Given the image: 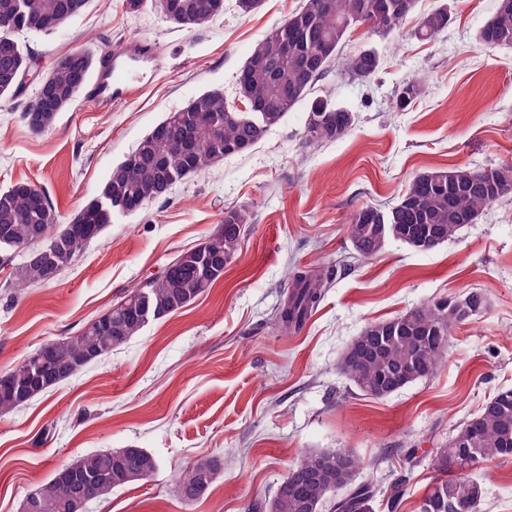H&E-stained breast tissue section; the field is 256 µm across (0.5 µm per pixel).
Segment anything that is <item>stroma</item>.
Wrapping results in <instances>:
<instances>
[{
  "label": "stroma",
  "instance_id": "1",
  "mask_svg": "<svg viewBox=\"0 0 512 512\" xmlns=\"http://www.w3.org/2000/svg\"><path fill=\"white\" fill-rule=\"evenodd\" d=\"M300 5L261 0L243 15L236 0H224L222 14L190 31L150 9L128 13L125 0H90L58 32L21 35L43 70L77 49L139 41L153 48L157 67L142 76L136 98L95 109L78 97L40 134L21 118L38 87L28 79L22 97L0 102V190L18 182L44 189L59 224H67L167 113L211 90L234 98L254 44ZM442 5L451 16L447 30L416 39L419 17ZM495 7L496 0H417L397 32L353 29L344 53L376 49L380 69L365 79L335 65L313 90L353 113L345 136L308 142V105L299 103L250 152L114 215L48 284L15 288L10 271L24 254L0 250L1 371L110 311L206 241L225 211L247 206L256 214L208 292L0 415V512H18L28 490L77 456L130 445L156 456V475L100 497L88 512H246L271 497L290 464L321 449L362 459V478L380 490L377 512H418L435 475L434 448L512 387V196L426 252L391 241L364 258L347 227L362 205L396 204L413 174L512 165V48L479 39ZM415 79L423 94L396 108L398 88ZM295 270L321 274L324 296L300 331L284 333L276 321ZM475 290L485 295L484 308L453 330L431 377L376 400L338 371L343 349L368 324ZM201 455L218 457L222 474L186 505L173 485ZM478 475L486 491L481 512H512V458L482 465ZM396 488L403 491L396 508L384 506Z\"/></svg>",
  "mask_w": 512,
  "mask_h": 512
}]
</instances>
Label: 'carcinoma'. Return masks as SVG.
<instances>
[{
  "label": "carcinoma",
  "instance_id": "obj_1",
  "mask_svg": "<svg viewBox=\"0 0 512 512\" xmlns=\"http://www.w3.org/2000/svg\"><path fill=\"white\" fill-rule=\"evenodd\" d=\"M90 0H0V101L19 96V77L35 64L17 35L47 34L79 15ZM131 14L151 8L186 29L205 26L224 11V0H174L176 11L164 12L159 0H125ZM416 0H305L253 48L236 78L239 110L221 90L208 91L168 114L152 128L122 162L112 168L99 197L129 203L134 210L162 198L172 186L203 172L218 161L251 151L302 102L317 81L339 60L341 67L362 78L373 76L380 57L373 49L339 56L349 31L366 26L386 36L406 23ZM451 16L441 6L417 22L414 36L432 39L448 28ZM479 39L493 47H512V0H498ZM96 52L81 49L57 59L44 74L51 94L38 93L27 101L23 119L31 131L52 128L60 112L85 89ZM423 93L418 80L402 86L399 108ZM261 108L257 122L247 109ZM354 116L323 98L311 102L305 121L308 142L335 141L348 133ZM512 194V165L481 169L453 167L414 175L400 200L388 209L361 207L348 224L353 249L364 257L380 253L387 244L379 225L401 224L408 229L405 245L430 251L457 236L502 197ZM96 200L83 206L54 233L56 219L49 196L28 183L0 192V241L28 251L42 238L48 245L14 267L18 288L52 281L82 249L98 238L112 219L97 211ZM255 223L254 210L243 206L224 212V220L209 237L204 253L187 250L170 261L162 273L134 290L152 303L144 315L140 302L127 296L121 315L108 312L73 336L49 340L17 365L0 371V415L27 405L35 397L73 377L139 335L150 322L175 313L195 301L224 275L237 254L243 226ZM319 274L295 271L288 297L281 306L278 326L298 331L322 299ZM485 298L471 292L462 299L427 301L398 315L367 325L343 350L337 369L363 396L390 397L414 382L430 377L444 356L452 330L483 307ZM512 458V388L487 400L435 449L433 465L439 476L428 485L419 512H478L485 497L483 483L471 475L484 462ZM361 460L345 451H312L288 469L272 497L254 503L248 512H321L327 493L339 491L334 509L375 512L377 489L359 481ZM158 471L155 456L144 448L127 446L88 453L57 468L30 490L19 512H87L98 499L131 483L151 479ZM220 461L197 456L179 473L174 495L191 504L202 498L220 477Z\"/></svg>",
  "mask_w": 512,
  "mask_h": 512
}]
</instances>
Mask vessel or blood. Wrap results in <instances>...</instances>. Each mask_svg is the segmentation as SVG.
<instances>
[{"label": "vessel or blood", "instance_id": "1", "mask_svg": "<svg viewBox=\"0 0 512 512\" xmlns=\"http://www.w3.org/2000/svg\"><path fill=\"white\" fill-rule=\"evenodd\" d=\"M146 53V47L137 43L126 54L109 56L104 69L88 93V102L102 107L111 101L116 103L135 97L141 89L135 77L136 63Z\"/></svg>", "mask_w": 512, "mask_h": 512}]
</instances>
